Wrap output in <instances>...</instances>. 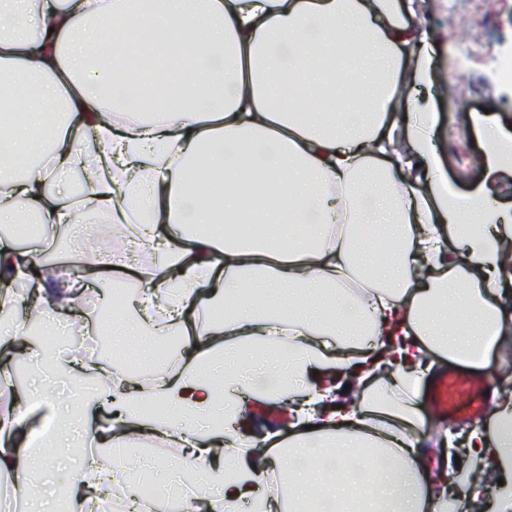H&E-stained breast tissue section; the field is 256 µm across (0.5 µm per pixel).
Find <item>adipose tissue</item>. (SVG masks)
Here are the masks:
<instances>
[{
    "mask_svg": "<svg viewBox=\"0 0 512 512\" xmlns=\"http://www.w3.org/2000/svg\"><path fill=\"white\" fill-rule=\"evenodd\" d=\"M413 2L0 0V126L14 133L0 155V224L14 229L0 239V306L22 308L9 291L32 260L17 247L29 225L46 242L61 227L80 235L82 209L135 229L152 262L139 315L114 320L110 336L139 337L149 363L147 328L175 331L178 371L146 383L78 355L56 371L105 375L109 411L80 418L100 447L162 439L183 469L219 481L223 510L198 496L194 512H289L352 493L359 512H448L512 460L511 390L494 388L487 421L459 435L429 437L417 406L438 361L484 367L512 335V200L498 182L512 169V130L471 113L485 181L449 192L428 95L433 48ZM154 28L184 66L148 85L162 47L127 33ZM24 83L34 92L9 94ZM242 149L251 165L238 162ZM77 170L88 182L79 204L66 182ZM250 193L277 204L240 214ZM218 211L237 215L234 239L211 230ZM86 288L68 273L32 280L29 293L44 325H90L74 304ZM201 312L214 319L203 330ZM268 374L288 400L284 443L263 425L239 430L246 396ZM148 399L166 407L163 420L142 413ZM39 403L30 392L0 414V475L28 512H46L33 490L44 449L72 447L63 415L31 447L25 426ZM214 419L223 433L201 432ZM459 447L468 456L458 463ZM290 455L336 466L270 484L266 473ZM460 467L468 480L456 488ZM108 468L82 460L62 512H84L104 482L123 483Z\"/></svg>",
    "mask_w": 512,
    "mask_h": 512,
    "instance_id": "1",
    "label": "adipose tissue"
}]
</instances>
